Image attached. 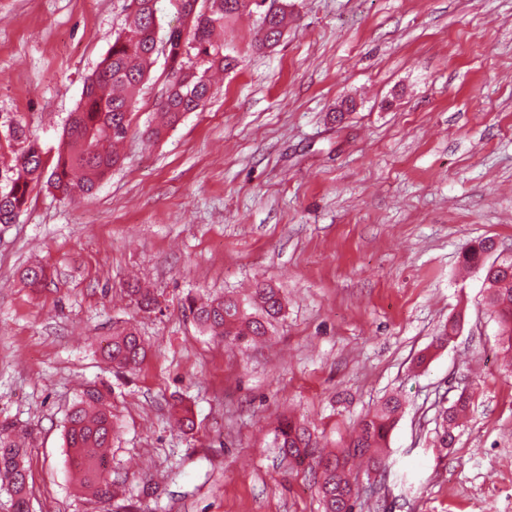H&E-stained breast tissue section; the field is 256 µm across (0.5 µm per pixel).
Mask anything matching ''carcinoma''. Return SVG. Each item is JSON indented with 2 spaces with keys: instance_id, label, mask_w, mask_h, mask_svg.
<instances>
[{
  "instance_id": "carcinoma-1",
  "label": "carcinoma",
  "mask_w": 512,
  "mask_h": 512,
  "mask_svg": "<svg viewBox=\"0 0 512 512\" xmlns=\"http://www.w3.org/2000/svg\"><path fill=\"white\" fill-rule=\"evenodd\" d=\"M207 2V13H196L186 26L173 28L158 40L156 0H128L127 22L85 81L83 98L70 113L54 154L44 151L21 122L9 125L8 141L17 150L15 172L0 173V224L15 223L39 186L52 189L62 200L77 194L90 195L97 189L119 161L113 147L129 135L134 96L150 73L157 46H162L169 73L158 103L160 122L149 129V134L158 138L186 113L204 109L211 97L208 72L234 68L235 59L224 54V25L241 10L257 5L258 0ZM267 9L255 35V43L261 48L277 44L288 25L287 0H271ZM493 249V241L480 240L465 250L463 258L468 265L485 271V303L497 321L500 343L512 350V261L497 266L486 263ZM253 303L255 312L249 313L233 298L200 303L190 299L187 310L204 332L230 343H242L266 335L283 311L279 289L269 284L257 285ZM144 357L143 343L132 330L112 334V340L102 348L104 362L117 371L136 369ZM471 399L472 394L460 393L446 413L443 446L453 443L452 425ZM400 410L398 398L385 399L361 421L347 449L334 455L317 452L311 432L297 421L284 418L277 423L278 448L288 462L309 466L324 512H356L358 498L353 493L349 460L362 458L370 469L380 470ZM116 428V416L106 395L95 385L87 387L68 415L65 438L71 464L82 475L81 487L102 503L111 501L114 492L115 481L105 474L104 465ZM25 455L26 449L13 439V426L0 424V487L7 488L13 498L14 512H27Z\"/></svg>"
}]
</instances>
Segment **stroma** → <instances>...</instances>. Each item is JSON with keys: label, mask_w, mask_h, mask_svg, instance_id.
Returning a JSON list of instances; mask_svg holds the SVG:
<instances>
[{"label": "stroma", "mask_w": 512, "mask_h": 512, "mask_svg": "<svg viewBox=\"0 0 512 512\" xmlns=\"http://www.w3.org/2000/svg\"><path fill=\"white\" fill-rule=\"evenodd\" d=\"M125 0H0V162L8 125L55 151L84 81L124 26ZM258 12L224 29L235 69L203 111L146 135L157 55L121 159L93 197L35 189L0 224V422L22 429L30 512H322L306 467L274 441L304 420L324 451L398 393L383 476L355 469L357 512H512V356L467 246L512 255V0H288L259 49ZM357 101L336 119L339 102ZM44 267V287L22 271ZM280 288L268 335L203 332L187 297L248 302ZM151 289L152 309L128 290ZM453 341L437 347L449 321ZM135 329L131 373L103 363ZM108 389V452L126 492L85 495L65 444L84 386ZM473 394L451 447L442 412ZM188 408L193 429L173 411ZM269 12L261 15V25L255 35L257 46L271 47L277 44L288 25V3L285 0H270ZM276 5V6H275ZM275 6V7H274ZM145 357V349L140 337L132 330H122L112 334V340L102 348L105 363L117 371L135 370Z\"/></svg>", "instance_id": "obj_1"}]
</instances>
